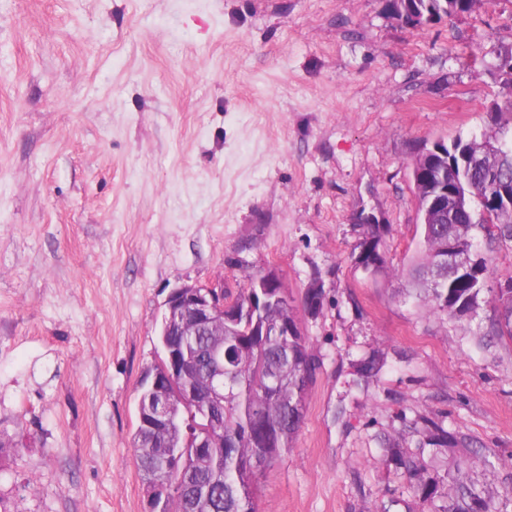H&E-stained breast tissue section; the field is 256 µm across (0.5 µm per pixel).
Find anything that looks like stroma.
<instances>
[{
  "label": "stroma",
  "instance_id": "stroma-1",
  "mask_svg": "<svg viewBox=\"0 0 512 512\" xmlns=\"http://www.w3.org/2000/svg\"><path fill=\"white\" fill-rule=\"evenodd\" d=\"M510 45L512 0L423 28L386 0H0V512H152L132 437L165 301L270 270L316 370L260 512H429L402 456L512 496V240L478 232L470 318L397 277L416 153L512 138L482 65ZM363 211L387 274L354 263ZM495 303L497 311V320L494 325V330L497 335L501 337H507L512 341V291L511 288L500 291L495 298L492 299Z\"/></svg>",
  "mask_w": 512,
  "mask_h": 512
}]
</instances>
